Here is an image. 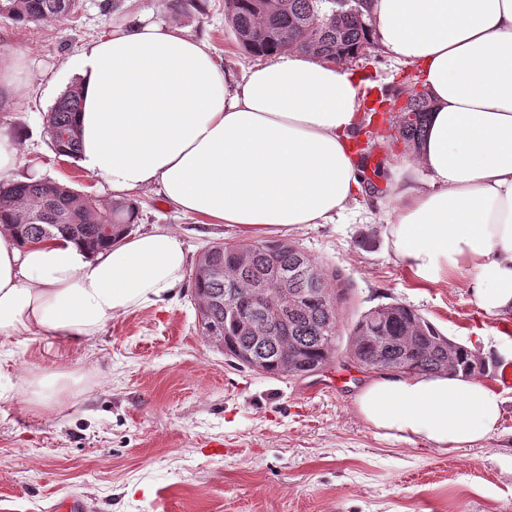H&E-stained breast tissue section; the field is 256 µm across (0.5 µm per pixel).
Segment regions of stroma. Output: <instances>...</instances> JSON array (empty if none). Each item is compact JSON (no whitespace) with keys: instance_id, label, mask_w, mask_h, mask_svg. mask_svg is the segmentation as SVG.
Here are the masks:
<instances>
[{"instance_id":"35a3bbf8","label":"stroma","mask_w":512,"mask_h":512,"mask_svg":"<svg viewBox=\"0 0 512 512\" xmlns=\"http://www.w3.org/2000/svg\"><path fill=\"white\" fill-rule=\"evenodd\" d=\"M205 14L173 15L164 0H80L75 13L17 24L0 19V52L25 62L23 85L0 101V128L20 141L24 163L13 178L37 176L109 200L101 178L57 156L45 116L76 81L72 65L95 39L147 19L177 26L204 42L235 73L255 59L224 23V0ZM374 88L396 93L413 67L374 52L364 71ZM362 206L341 224H307L289 241L321 264L339 268L354 298L353 318L382 304L417 310L448 339L488 338L489 372L512 364V312L479 309L468 276L415 287L387 248L390 190L402 168L374 141ZM138 232L165 227L190 260L208 245L242 240L227 224H206L164 204L156 187L135 195ZM66 370L85 375L88 391L66 409L33 411L24 395L0 404V512H51L62 497H82L87 512H512V389L502 391L497 428L466 448L384 438L355 409L374 372L355 369L337 390L315 377L272 379L225 358L199 328L190 283L172 299L116 316L79 347L40 337L19 344L0 335V373L20 381Z\"/></svg>"}]
</instances>
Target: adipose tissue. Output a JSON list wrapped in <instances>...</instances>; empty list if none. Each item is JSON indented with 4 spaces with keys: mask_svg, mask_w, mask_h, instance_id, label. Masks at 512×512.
Listing matches in <instances>:
<instances>
[{
    "mask_svg": "<svg viewBox=\"0 0 512 512\" xmlns=\"http://www.w3.org/2000/svg\"><path fill=\"white\" fill-rule=\"evenodd\" d=\"M376 44L418 69L434 102L426 133L392 189L384 234L421 285L470 273L476 305L512 311V0H369ZM80 166L114 198L158 187L175 211L242 233L329 224L358 209L350 145L364 122L355 74L293 50L243 75L169 25L118 27L77 64ZM188 255L164 228L90 250L61 235L0 234V335L80 346L112 319L168 297ZM79 377L32 376V406L64 405ZM356 409L379 434L462 448L495 429L502 400L464 375H383Z\"/></svg>",
    "mask_w": 512,
    "mask_h": 512,
    "instance_id": "obj_1",
    "label": "adipose tissue"
}]
</instances>
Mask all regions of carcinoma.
<instances>
[{
  "mask_svg": "<svg viewBox=\"0 0 512 512\" xmlns=\"http://www.w3.org/2000/svg\"><path fill=\"white\" fill-rule=\"evenodd\" d=\"M224 0V21L238 44L249 54L270 57L291 49L317 59L341 58L358 48H374L370 15L366 4L350 0ZM175 14H203L207 0H168ZM76 10L72 0H0V17L17 24L53 19ZM407 96L402 110L412 117L400 125L388 120L396 131L392 141L413 149L422 140L431 102L426 91L408 86L396 98ZM81 108L76 85H70L45 116L49 143L56 154L77 158L81 147L75 114ZM132 205L114 199L101 201L50 180L19 181L0 186V231L12 232L24 242H41L68 235L96 250L109 247L130 232L126 214ZM112 225L104 237L100 226ZM249 270L234 284L224 279V266L235 257L237 242H215L210 246L213 274L204 281H191L194 293L211 297L234 291L241 305L232 315L220 304H210L199 327L206 336L224 337V354L239 365L270 378H306L317 374L339 358L338 343L348 331L344 358L367 370L396 374L462 373L483 375L484 361L475 359L465 345L455 343L411 307L394 302L371 308L346 324L341 311L350 301L348 281L335 267L321 268L320 275L303 279L301 249L291 241L251 242ZM288 274V293L273 291V305L282 311L274 331L288 338V350L267 353L253 365L247 355L259 349L250 332L241 327L244 318L263 320L264 312L251 303L252 281L267 278L272 266Z\"/></svg>",
  "mask_w": 512,
  "mask_h": 512,
  "instance_id": "1",
  "label": "carcinoma"
}]
</instances>
